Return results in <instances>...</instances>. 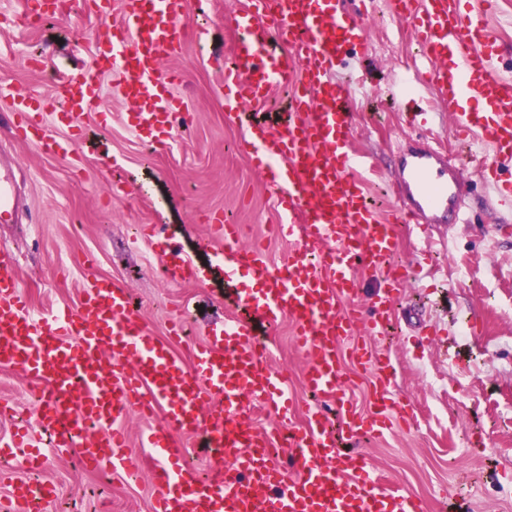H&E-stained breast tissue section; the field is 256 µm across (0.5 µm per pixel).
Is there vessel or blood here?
I'll return each mask as SVG.
<instances>
[{"label": "vessel or blood", "instance_id": "1", "mask_svg": "<svg viewBox=\"0 0 512 512\" xmlns=\"http://www.w3.org/2000/svg\"><path fill=\"white\" fill-rule=\"evenodd\" d=\"M339 0H255L236 14L232 45L234 68L227 78L237 88L227 109L265 101L278 87H295L297 104L283 129L251 130L244 148L273 188L283 217L280 231L294 239L287 259L272 263L258 248L241 245L236 224H217L222 242L213 261L200 266L173 250L161 253L175 281L219 275L236 304L256 320L277 324L291 317L295 343L309 359L304 371L309 390L342 398L343 348L378 375L370 413L352 419L353 429L388 430L394 412L408 413L392 390L394 363L389 354L360 343L358 326L381 335L386 313L408 277L394 268L396 227L383 222L365 197L363 175L370 156L352 150L349 92L331 74L349 45L366 42L338 9ZM396 14L418 33L421 65L429 84L445 102L456 132L477 137L493 156L481 172L484 184L512 199V181L500 175L512 167V80L494 73L491 33L484 16L463 15L460 0H392ZM187 0H122L119 23H111L109 0H87L101 18L99 41L112 45L108 73L122 99L132 103L134 131L164 141L178 106L171 87L175 72L161 61L180 54L189 38L179 26ZM94 66L66 72L55 87L67 110L61 120L77 121L102 109ZM49 102L14 93L11 125L15 136L51 152H71L47 124ZM395 187L405 220L411 224H460L467 184L459 169L428 144L415 141L401 156ZM15 259L0 252V365L20 367L51 386L54 397L41 401L40 419L59 448L77 447L91 472L123 473L133 461L128 439L116 422L131 407L153 412L167 408L165 425L141 436L143 446L166 449L174 465L156 470L151 512H423L420 499L382 488L371 480L365 458L340 452L322 413L309 410L303 427L289 431L292 468L269 458L272 431H254L245 418L254 401L287 416L290 400L284 377L261 356L250 323L235 318L212 328L190 360L143 329L131 311L127 288L97 280L80 300L61 313H34L13 274ZM382 274L371 300V318L340 304L355 294L356 270ZM114 362L104 367L102 356ZM203 430L206 445L224 458L213 474L200 479L178 466L183 455L177 431ZM0 457L20 459L30 471L42 470L45 453L25 432L0 439ZM52 480L13 483L10 503L27 512L33 497L50 498Z\"/></svg>", "mask_w": 512, "mask_h": 512}]
</instances>
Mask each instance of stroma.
<instances>
[{
  "mask_svg": "<svg viewBox=\"0 0 512 512\" xmlns=\"http://www.w3.org/2000/svg\"><path fill=\"white\" fill-rule=\"evenodd\" d=\"M249 0H189L181 24L200 31L178 57L164 62L181 73L179 102L164 144L138 138L130 128L134 109L108 95V117L91 112L74 125L52 123L54 136L75 140L71 155H52L16 139L9 127L10 92L42 96L54 92V75L31 69L34 54L59 70L91 63L102 48L98 23L82 0L37 26L17 19L18 0H0V158L12 164L20 219L0 224V251L17 258L14 273L34 312L74 305L94 279L123 283L132 309L154 336L188 357L203 342L211 323L233 307L220 281L172 283L160 273L161 238L198 262L212 259L208 239L213 220L240 225L243 241L265 249L273 261L293 247L274 226L281 216L275 196L243 150L254 123L275 126L289 105L286 89H275L247 111L226 109L233 88L224 80L231 40L228 20ZM349 17L362 20L369 40L354 47L335 70L337 84L349 86L355 149L370 155L377 170L366 181L378 214L394 218L399 206L390 184L398 152L416 134L411 117L394 96L400 78L416 79L420 66L412 26L392 14L388 0H342ZM498 45L497 72L512 79V0H499L489 19ZM434 112L427 133L472 181L465 224H400L393 264L407 269L412 287L400 289L387 335L369 339L397 364L392 391L413 407L415 419L396 421L391 433L352 432L351 412H366L374 377L350 357L342 359L347 382L340 402L312 397L302 378L304 357L293 322L255 324L257 341L268 343V360L281 369L293 400V425L309 409H321L344 452L365 456L375 475L419 498L425 512H512V210L496 204L491 187L478 182V159L452 132L437 89L418 87ZM152 225L156 236L140 237ZM186 333L169 338L171 322ZM44 385L17 367H0V401L11 407L0 416V438L24 425L49 442L37 407ZM43 476L58 486L44 512H150L154 473L134 467L113 475L86 471L78 449L48 452Z\"/></svg>",
  "mask_w": 512,
  "mask_h": 512,
  "instance_id": "stroma-1",
  "label": "stroma"
}]
</instances>
